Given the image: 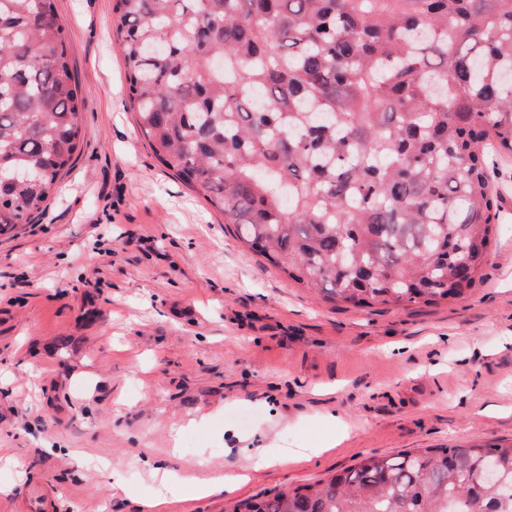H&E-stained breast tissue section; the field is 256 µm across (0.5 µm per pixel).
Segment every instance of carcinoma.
Instances as JSON below:
<instances>
[{
	"mask_svg": "<svg viewBox=\"0 0 512 512\" xmlns=\"http://www.w3.org/2000/svg\"><path fill=\"white\" fill-rule=\"evenodd\" d=\"M140 134L271 265L346 307L482 277L512 157V0H114ZM85 97L52 0H0V230L56 192ZM243 512H512V445L369 455Z\"/></svg>",
	"mask_w": 512,
	"mask_h": 512,
	"instance_id": "1",
	"label": "carcinoma"
}]
</instances>
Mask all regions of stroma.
<instances>
[{"mask_svg":"<svg viewBox=\"0 0 512 512\" xmlns=\"http://www.w3.org/2000/svg\"><path fill=\"white\" fill-rule=\"evenodd\" d=\"M54 4L85 93L82 138L43 212L0 233V512L36 488L52 512H140L156 490L146 457L247 470L235 491L160 510L236 512L369 454L512 444V161L488 158L502 208L464 298L324 302L139 135L113 0ZM175 425L196 448L172 447ZM270 446L313 454L266 466L256 451Z\"/></svg>","mask_w":512,"mask_h":512,"instance_id":"obj_1","label":"stroma"}]
</instances>
